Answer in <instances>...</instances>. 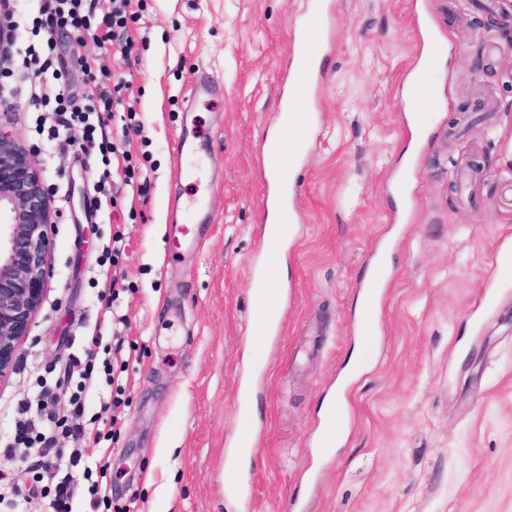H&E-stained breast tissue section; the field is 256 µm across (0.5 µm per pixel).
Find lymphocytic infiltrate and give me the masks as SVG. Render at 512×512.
<instances>
[{"label":"lymphocytic infiltrate","mask_w":512,"mask_h":512,"mask_svg":"<svg viewBox=\"0 0 512 512\" xmlns=\"http://www.w3.org/2000/svg\"><path fill=\"white\" fill-rule=\"evenodd\" d=\"M93 0H38L39 29L42 33L40 45H28L25 56L34 73L40 78L39 87L20 90L11 89V96L27 95L33 103H53L50 120L54 127L66 130L82 125L86 134H93L96 128L105 127L106 118L120 100L112 94L99 95L100 106L90 112L78 105V98L67 82L64 73L54 67V34L62 25L76 24L85 12L91 11ZM98 344L97 338H90L83 357L71 358L68 370L78 374L83 384L81 394L71 396L66 411H59L60 399L50 386H42L32 397L19 403L14 421L12 448L35 450L40 466L55 483V494L51 502L53 512H74L77 499L76 482L73 476L63 473V466H78L82 450L90 443H100L102 433L87 427L83 421L85 407L83 393L93 389V369L89 363ZM69 439L73 448L70 455H62L59 438Z\"/></svg>","instance_id":"1"}]
</instances>
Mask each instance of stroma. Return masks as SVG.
<instances>
[{"label": "stroma", "instance_id": "stroma-1", "mask_svg": "<svg viewBox=\"0 0 512 512\" xmlns=\"http://www.w3.org/2000/svg\"><path fill=\"white\" fill-rule=\"evenodd\" d=\"M327 2L309 96L317 141L286 154L303 221L284 241V310L260 366L248 334L267 258L261 159L306 0H132L127 55L95 36L108 0L87 27L56 33L85 107L101 91L121 98L105 134L123 166L87 152L82 128L59 143L36 123L41 106L14 102L13 134L55 224L41 306L0 378V437L41 383L64 401L76 392L66 364L99 333L85 416L108 424L72 473L105 463L109 486L95 509L80 491L78 512H512V281L491 276L512 250V211L499 205L512 184V0ZM416 4L447 43L417 144L400 96L419 50ZM0 16L20 24L3 87L24 73L36 0H0ZM203 75L217 95L194 104L211 158L198 183L177 174L174 145ZM470 158L484 173L459 182ZM197 192L212 199L202 245L170 257L167 202ZM386 241L385 297L362 332L355 302ZM359 342L368 362L346 391L345 432L319 454L322 401ZM16 487L28 512H51L34 458L0 454V512H14Z\"/></svg>", "mask_w": 512, "mask_h": 512}]
</instances>
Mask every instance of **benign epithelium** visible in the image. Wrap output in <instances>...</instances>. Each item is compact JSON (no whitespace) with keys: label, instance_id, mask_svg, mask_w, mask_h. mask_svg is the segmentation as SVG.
I'll use <instances>...</instances> for the list:
<instances>
[{"label":"benign epithelium","instance_id":"obj_1","mask_svg":"<svg viewBox=\"0 0 512 512\" xmlns=\"http://www.w3.org/2000/svg\"><path fill=\"white\" fill-rule=\"evenodd\" d=\"M0 108V220L8 226L0 239V378L6 374V355L24 336L41 304L47 276V251L54 210L33 164L6 183L4 173L20 152L8 115Z\"/></svg>","mask_w":512,"mask_h":512}]
</instances>
